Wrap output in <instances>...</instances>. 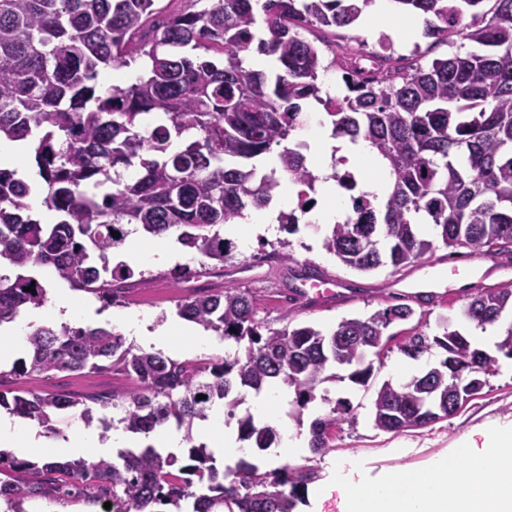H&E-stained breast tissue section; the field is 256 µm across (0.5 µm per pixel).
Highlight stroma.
Instances as JSON below:
<instances>
[{"label":"stroma","instance_id":"1","mask_svg":"<svg viewBox=\"0 0 512 512\" xmlns=\"http://www.w3.org/2000/svg\"><path fill=\"white\" fill-rule=\"evenodd\" d=\"M305 37L314 41L323 53L336 50L356 55L364 47L379 48L380 34L366 30L363 22L345 28H312ZM396 53L387 58L390 66L398 65L400 58L410 63L426 65L433 59L447 56L453 47L438 42L424 34L423 23H415L409 37L391 34ZM228 247L224 265L215 268L213 260L204 258L194 250L169 266L149 264L143 251L142 240H130L120 248L119 254L129 265L145 270V277L133 278L128 298L108 309L91 296L69 289L68 285L55 280L50 270H41L46 281L49 300L69 295L75 316L73 325L95 327L117 326L119 320L130 314L153 317L155 325L177 321L176 300L185 290L196 287L240 288L249 291L256 299V317L270 327H282L284 314H292L295 322L315 325L328 330L345 318H366L377 311L395 304L399 295L392 283L399 278L417 274L436 276L447 273L452 267L463 266L469 250L450 254L443 244L422 260L400 268L384 266L369 272H361L343 265L323 247L322 234L316 233L307 223H300L296 234L291 235L288 245H281L279 236L257 237L246 240L242 235L228 232L224 235ZM316 273L335 276L345 285L342 296L316 299L302 295L296 288L302 278ZM470 298L469 292L455 296L434 298L414 303L411 320L393 324L391 333L405 336L412 331L427 335L438 334L442 320H453L454 325L466 336H473L476 328L462 316V310ZM444 355L435 349L418 359L399 351H391L383 362L375 364L371 379L361 386L343 380L327 382L317 387L314 399L308 403L301 417H294L292 406H285L283 419L290 428L310 424L318 417L326 416L332 402H349L351 411L345 421L332 434L331 448L323 455L305 454L292 459V466L313 468L318 472L316 481L309 484L304 505L297 512H346L341 491L329 483V477L339 463L352 461L355 479L369 480L381 475L405 469H421L434 460L455 452L458 439L479 432L487 427L512 423V359L495 353V362L487 376L482 391L467 401L453 415L440 419L426 427L398 433H386L374 428L371 418L373 399L383 381L396 384L409 382L404 374L405 366H413L415 374H423L439 366ZM413 373V374H414ZM24 387L43 393L70 392L80 396L92 392L109 391L129 387L130 382L122 375L109 371L56 378H32L24 380ZM57 435L43 433L35 422L22 421V434L41 440L44 445L56 444L58 437H72L79 431L100 434L98 423H85L79 409H71L56 418Z\"/></svg>","mask_w":512,"mask_h":512}]
</instances>
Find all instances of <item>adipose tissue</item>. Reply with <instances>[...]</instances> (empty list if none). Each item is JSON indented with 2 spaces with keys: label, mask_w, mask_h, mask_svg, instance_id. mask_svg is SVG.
<instances>
[{
  "label": "adipose tissue",
  "mask_w": 512,
  "mask_h": 512,
  "mask_svg": "<svg viewBox=\"0 0 512 512\" xmlns=\"http://www.w3.org/2000/svg\"><path fill=\"white\" fill-rule=\"evenodd\" d=\"M317 159L339 153L365 164L366 190L380 196L384 175L367 160L374 152L368 141L332 144L327 132L305 139ZM458 458H440L423 471H400L367 485L354 483L345 465L333 480L342 489L346 512H512V425H498L482 442L462 438Z\"/></svg>",
  "instance_id": "1"
}]
</instances>
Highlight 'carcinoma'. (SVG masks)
Listing matches in <instances>:
<instances>
[{
	"instance_id": "obj_1",
	"label": "carcinoma",
	"mask_w": 512,
	"mask_h": 512,
	"mask_svg": "<svg viewBox=\"0 0 512 512\" xmlns=\"http://www.w3.org/2000/svg\"><path fill=\"white\" fill-rule=\"evenodd\" d=\"M160 0H0V138H33L37 180L0 168V327L25 308H39L47 289L43 267L70 288L109 308L122 302L134 269L110 265L112 250L130 235L158 237L174 231L183 246L224 262L217 226L266 208L280 187L276 170L259 174L243 162L277 152L280 170L311 202L318 178L305 155L287 146L301 114L300 102L326 107L331 135L370 142L389 171L381 210L369 196L354 199L356 217L332 225L324 247L358 271L397 268L420 260L438 239L448 248L512 253V0H393L423 21L427 35L457 37L472 45L427 67H382L363 78L345 54L325 65L321 49L301 36L314 27L354 24L370 0H209L197 11L169 12ZM222 56L217 64L199 54ZM277 68L244 66L252 52ZM140 57L144 72L126 86L102 93L99 76ZM342 72L346 94L323 97L319 74ZM179 140V150H171ZM44 194L55 214L45 222L30 198ZM120 233L116 237L112 232ZM33 287L28 291L27 287ZM468 320L477 328L496 323L512 306L511 288L482 287L471 295ZM177 315L244 348L203 365L145 352L109 326H37L27 334L28 358L0 370V409L50 427L53 415L83 406L121 405L117 418L96 420L109 430L150 434L175 423L190 444L182 465L148 445L124 450L121 462L78 458L38 463L0 450L3 512H25L36 499L104 504L116 498L125 512H151L154 504L189 512H294L315 478L309 468L272 471L243 459L218 467L207 447L195 445L193 427L227 400L233 388L261 391L271 383L294 388L302 411L329 373L326 343L354 360L385 350L389 327L414 309L396 304L371 316L342 320L324 334L311 325L268 327L256 319V298L239 288H193L178 300ZM236 332H231L230 328ZM451 351L459 363L487 351L442 325L433 337L414 332L397 349L417 359L432 349ZM117 372L136 385L82 397L41 395L20 387L30 377ZM438 396L455 408L431 418L416 414L415 388L384 382L376 392L374 425L394 433L427 426L457 412L470 393L448 392V362L441 363ZM204 398L199 400L197 395ZM348 407L338 404L310 425V451L329 450L333 429ZM244 440L258 448L277 438L247 415L239 419Z\"/></svg>"
}]
</instances>
